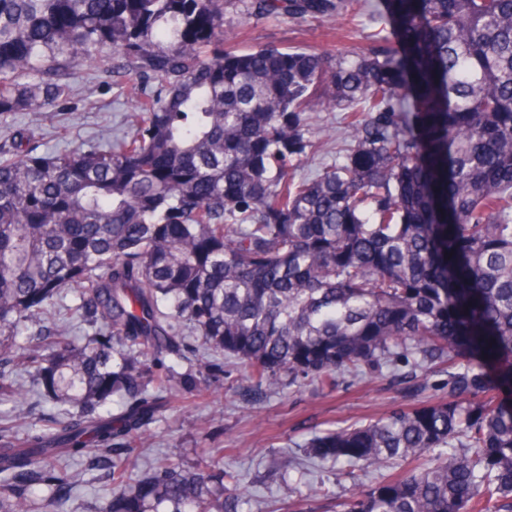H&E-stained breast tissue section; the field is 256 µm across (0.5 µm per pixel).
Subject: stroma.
Listing matches in <instances>:
<instances>
[{
    "instance_id": "stroma-1",
    "label": "stroma",
    "mask_w": 512,
    "mask_h": 512,
    "mask_svg": "<svg viewBox=\"0 0 512 512\" xmlns=\"http://www.w3.org/2000/svg\"><path fill=\"white\" fill-rule=\"evenodd\" d=\"M382 9L383 0H366L356 19L345 18L335 24L297 21L284 15L246 23L239 9L231 7L226 22L238 30L236 45L242 50L260 45L328 50L344 32L350 44L364 45L366 30ZM126 83L123 77L95 76L86 63L75 64L70 76L72 96L58 106L54 120L34 130L39 153L55 155L83 148L124 131L126 119L135 109L134 102L126 97ZM340 118L336 109L311 112L312 138H320L327 128L334 129L335 137L318 153L302 157L299 174H315L343 148ZM181 335L199 359L211 363V371L223 387L202 397L183 395L165 407L150 425L152 447L134 448L126 464L137 475H150L158 459L167 456L191 469L209 457L212 449H223L224 467L238 474L242 485L253 494L251 512H335L337 502L350 496L351 487L337 484L332 464L308 457L309 443L330 429L365 423L409 403L406 389L416 381L415 375L408 373L395 379L383 368L367 372L364 381L342 382L326 394L309 381L286 384L276 391L260 390L252 387L239 360L201 350L190 326H182ZM283 457L294 459L296 470L287 474L277 470ZM303 480L331 490V498L300 497L297 486Z\"/></svg>"
}]
</instances>
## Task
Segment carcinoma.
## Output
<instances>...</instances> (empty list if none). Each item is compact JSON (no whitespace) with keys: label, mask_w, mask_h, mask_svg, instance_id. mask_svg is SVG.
I'll return each instance as SVG.
<instances>
[{"label":"carcinoma","mask_w":512,"mask_h":512,"mask_svg":"<svg viewBox=\"0 0 512 512\" xmlns=\"http://www.w3.org/2000/svg\"><path fill=\"white\" fill-rule=\"evenodd\" d=\"M231 0H0V117L70 98L68 68L141 79L124 139L44 156L28 128L0 144V403L29 407L6 367L73 410L19 439L0 424V512H67L82 473L112 469L94 512H248L212 459L134 479L112 439L190 390L159 359L186 358L191 325L250 382L323 388L367 368L447 375L448 399L397 406L310 442L337 482L380 480L341 512H512V0H385L355 48L239 50ZM247 21L349 15L351 0H238ZM109 46L112 55L100 54ZM156 81L159 87L143 88ZM344 111L348 146L312 177L305 113ZM95 332L66 324L38 347L22 326L61 293ZM123 401L112 412L113 398Z\"/></svg>","instance_id":"carcinoma-1"}]
</instances>
